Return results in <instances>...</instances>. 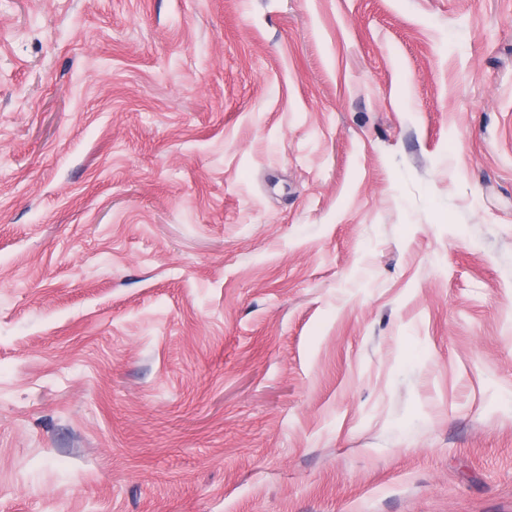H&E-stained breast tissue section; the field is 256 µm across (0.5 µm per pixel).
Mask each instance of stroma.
Wrapping results in <instances>:
<instances>
[{
    "mask_svg": "<svg viewBox=\"0 0 512 512\" xmlns=\"http://www.w3.org/2000/svg\"><path fill=\"white\" fill-rule=\"evenodd\" d=\"M0 512H512V0H0Z\"/></svg>",
    "mask_w": 512,
    "mask_h": 512,
    "instance_id": "obj_1",
    "label": "stroma"
}]
</instances>
